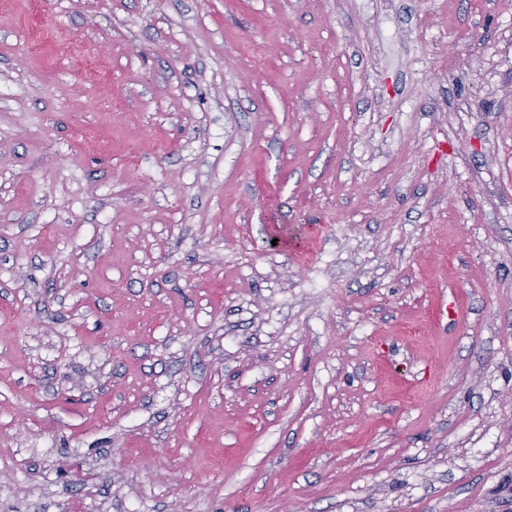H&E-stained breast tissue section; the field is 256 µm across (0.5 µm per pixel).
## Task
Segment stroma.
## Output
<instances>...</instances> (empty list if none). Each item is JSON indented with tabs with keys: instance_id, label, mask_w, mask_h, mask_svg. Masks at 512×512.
Returning a JSON list of instances; mask_svg holds the SVG:
<instances>
[{
	"instance_id": "stroma-1",
	"label": "stroma",
	"mask_w": 512,
	"mask_h": 512,
	"mask_svg": "<svg viewBox=\"0 0 512 512\" xmlns=\"http://www.w3.org/2000/svg\"><path fill=\"white\" fill-rule=\"evenodd\" d=\"M4 488L512 512V0H0Z\"/></svg>"
}]
</instances>
